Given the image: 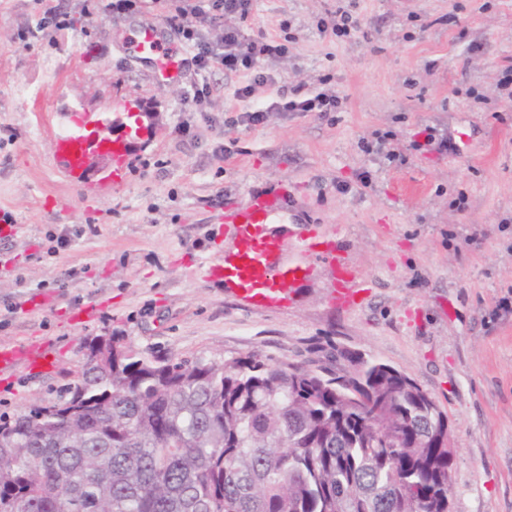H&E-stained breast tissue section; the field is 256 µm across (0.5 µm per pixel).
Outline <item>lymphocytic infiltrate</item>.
<instances>
[{
  "label": "lymphocytic infiltrate",
  "instance_id": "lymphocytic-infiltrate-1",
  "mask_svg": "<svg viewBox=\"0 0 512 512\" xmlns=\"http://www.w3.org/2000/svg\"><path fill=\"white\" fill-rule=\"evenodd\" d=\"M250 11L251 0H183L182 4L168 9L166 21L180 41L191 49V61L198 72L218 68L228 74L246 76V83L235 91L238 100L251 98L260 86L275 88L276 94L268 104L242 111L237 117L239 123L261 125L272 112L335 110L338 98L334 91L327 89L309 98L301 96L296 89L288 93L278 88L273 73L257 69L260 59L286 56L288 49L284 44L263 35L249 38L233 27L225 29L216 40L205 35V28L221 24L225 17L244 19Z\"/></svg>",
  "mask_w": 512,
  "mask_h": 512
}]
</instances>
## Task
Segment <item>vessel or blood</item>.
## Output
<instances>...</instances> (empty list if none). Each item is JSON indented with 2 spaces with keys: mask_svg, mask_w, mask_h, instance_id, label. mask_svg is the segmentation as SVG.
I'll return each instance as SVG.
<instances>
[{
  "mask_svg": "<svg viewBox=\"0 0 512 512\" xmlns=\"http://www.w3.org/2000/svg\"><path fill=\"white\" fill-rule=\"evenodd\" d=\"M127 49L147 61L158 84L167 86L181 81L183 60L176 49L163 43L157 27H136L128 39ZM56 154L70 182L84 184L88 150L78 143L73 133L68 132L58 138ZM287 198V189L276 188L252 195L243 205L225 204L224 221L235 227L237 249L225 256L223 264L211 267L212 272L223 273L228 287L240 289L243 297L264 306H276L286 301L285 284L296 283L306 272L305 264L284 261L280 239L274 231L279 213L287 206ZM301 252L335 270L337 287L334 300L337 305L355 308L369 298V284L361 279L339 243L331 240L305 242L301 245ZM46 356L45 344L38 342L0 345V377L13 375L21 368L34 369Z\"/></svg>",
  "mask_w": 512,
  "mask_h": 512,
  "instance_id": "1",
  "label": "vessel or blood"
}]
</instances>
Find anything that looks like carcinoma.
Masks as SVG:
<instances>
[{
	"instance_id": "obj_1",
	"label": "carcinoma",
	"mask_w": 512,
	"mask_h": 512,
	"mask_svg": "<svg viewBox=\"0 0 512 512\" xmlns=\"http://www.w3.org/2000/svg\"><path fill=\"white\" fill-rule=\"evenodd\" d=\"M67 396L0 417V512H450L448 415L336 348L160 359L92 339Z\"/></svg>"
}]
</instances>
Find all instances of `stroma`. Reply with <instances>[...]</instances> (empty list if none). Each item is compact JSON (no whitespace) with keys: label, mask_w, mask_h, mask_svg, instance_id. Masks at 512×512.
I'll return each mask as SVG.
<instances>
[{"label":"stroma","mask_w":512,"mask_h":512,"mask_svg":"<svg viewBox=\"0 0 512 512\" xmlns=\"http://www.w3.org/2000/svg\"><path fill=\"white\" fill-rule=\"evenodd\" d=\"M55 2L73 27L53 39L38 27L43 0H0V208L24 228L0 239V343H47L55 363L0 382V414L57 401L95 336L161 359L302 362L345 347L447 412L451 512H512V95L500 85L512 0H252L242 32L288 42L287 57L259 68L310 97L329 78L339 98L335 111L273 112L259 126L226 123L245 105L233 95L244 77L189 66L161 87L129 54L132 27L175 37L154 0L124 14L106 13V0L87 13L80 0ZM339 6L358 29L330 31ZM201 81L212 93L196 103ZM139 103L149 131L130 147L125 181L113 183L104 159L88 173L95 191L76 189L54 157L59 134ZM428 127L436 143L412 150ZM376 130L390 132L397 160L367 150ZM222 144L229 157L216 156ZM277 183L292 200L285 258L296 259L306 224L340 241L371 283L363 306L331 303L334 275L319 261L283 308L208 275L234 249L225 202ZM41 294L51 302L32 309ZM80 305L97 318L60 317Z\"/></svg>","instance_id":"stroma-1"}]
</instances>
